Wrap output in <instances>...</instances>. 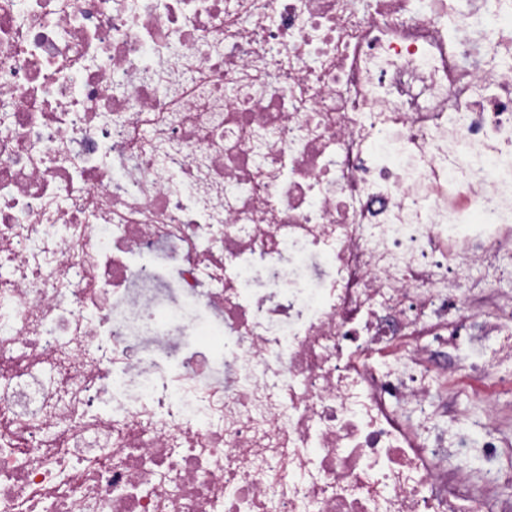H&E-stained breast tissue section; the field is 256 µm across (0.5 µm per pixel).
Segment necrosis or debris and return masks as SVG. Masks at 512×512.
Listing matches in <instances>:
<instances>
[{
	"instance_id": "1",
	"label": "necrosis or debris",
	"mask_w": 512,
	"mask_h": 512,
	"mask_svg": "<svg viewBox=\"0 0 512 512\" xmlns=\"http://www.w3.org/2000/svg\"><path fill=\"white\" fill-rule=\"evenodd\" d=\"M507 257L512 0H0V512H512ZM487 395L492 402L512 404V371L505 370L500 376L488 383ZM448 402L461 409L469 417L468 433L474 442L485 434L484 416L487 403L472 395L469 383L465 381L448 384Z\"/></svg>"
}]
</instances>
